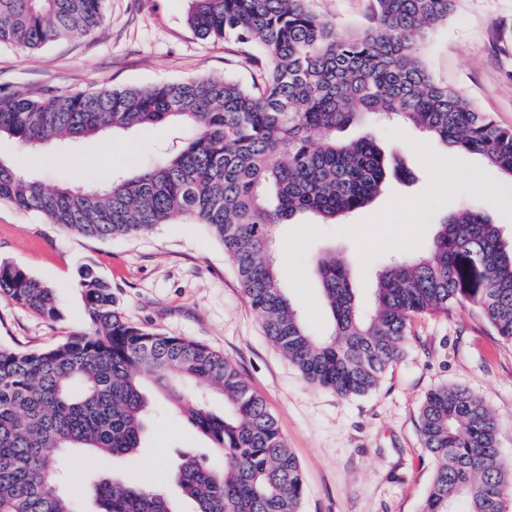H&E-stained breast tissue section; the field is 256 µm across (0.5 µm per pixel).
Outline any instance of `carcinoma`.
Listing matches in <instances>:
<instances>
[{
    "mask_svg": "<svg viewBox=\"0 0 512 512\" xmlns=\"http://www.w3.org/2000/svg\"><path fill=\"white\" fill-rule=\"evenodd\" d=\"M105 0H0V45L37 50L104 20ZM455 0H372L373 24L341 32L307 0H189L187 24L204 40L232 39L264 59L247 87L195 76L149 87L101 86L47 96H0V137L36 149L142 125L189 129L157 163L103 187L52 189L0 159V202L42 214L87 239L128 237L182 217L202 224L233 258L268 339L311 385L341 398L374 390L402 356L412 319L467 306L512 344V241L483 212L440 219L427 253L395 259L362 307L346 262L316 259L333 327L312 334L292 307L272 250L276 226L311 213L336 224L366 207L401 160L366 134L336 132L400 118L451 148L482 155L512 176V128L436 82L418 53ZM78 288L89 330L35 351L0 345V512H78L55 488L63 451L124 456L143 448L147 378L166 388L212 443L224 467L188 452L173 473L193 512H301L304 482L264 399L224 355L129 322L112 286L85 266ZM0 298L59 318L55 288L0 263ZM224 395L211 413L195 387ZM419 427L436 460L422 512H512V464L478 395L442 385L423 401ZM95 512H177L149 485L104 476Z\"/></svg>",
    "mask_w": 512,
    "mask_h": 512,
    "instance_id": "1",
    "label": "carcinoma"
}]
</instances>
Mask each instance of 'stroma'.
I'll use <instances>...</instances> for the list:
<instances>
[{
	"instance_id": "1",
	"label": "stroma",
	"mask_w": 512,
	"mask_h": 512,
	"mask_svg": "<svg viewBox=\"0 0 512 512\" xmlns=\"http://www.w3.org/2000/svg\"><path fill=\"white\" fill-rule=\"evenodd\" d=\"M317 15L345 31L367 26L370 0H308ZM188 0H106L103 24L42 49L0 46V92L31 95L103 85L150 86L198 75L252 84L259 65L232 40H203L186 23ZM433 78L459 91L499 125L512 127V0H457L447 22L420 45ZM176 131L143 125L107 139L71 143L64 159L44 164L24 147L0 139V159L47 186L98 185L159 158ZM372 132L398 155L408 181L389 178L381 194L343 223L309 213L276 229V259L288 298L307 328L327 334L331 319L314 261L333 252L350 269L358 301L370 304L377 273L392 257L425 254L439 219L462 206L489 214L512 234V178L479 154L446 147L400 119L340 131L349 141ZM414 210L407 224L393 210ZM0 261L24 267L52 285L61 317L50 321L0 298V344L20 350L51 346L88 327L78 272L89 265L109 281L126 318L183 336L224 355L263 397L300 463L303 512H420L436 463L422 445L419 413L434 387L466 388L483 397L497 422L498 446L512 462V344L498 339L473 310L415 317L402 357L372 393L343 399L307 383L265 336L261 314L248 303L231 256L199 224H163L132 238L86 239L46 223L37 212L0 204ZM144 446L136 455L103 459L67 452L68 491L86 512L92 480L110 473L151 484L182 499L169 475L182 451L217 461L211 441L181 415L166 392L148 385Z\"/></svg>"
}]
</instances>
